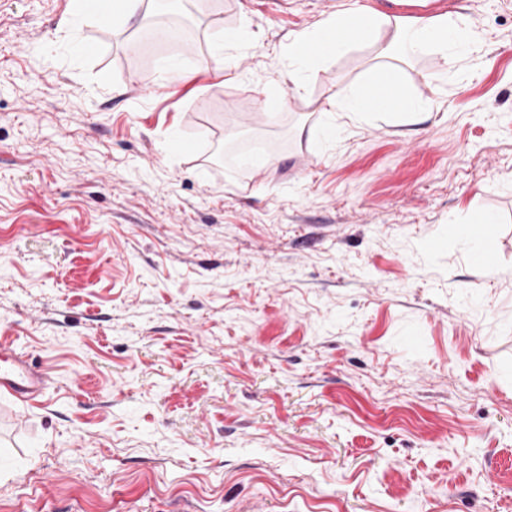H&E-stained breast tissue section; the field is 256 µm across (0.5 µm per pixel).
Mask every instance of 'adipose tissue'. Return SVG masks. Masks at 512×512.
Listing matches in <instances>:
<instances>
[{"instance_id": "1", "label": "adipose tissue", "mask_w": 512, "mask_h": 512, "mask_svg": "<svg viewBox=\"0 0 512 512\" xmlns=\"http://www.w3.org/2000/svg\"><path fill=\"white\" fill-rule=\"evenodd\" d=\"M143 6L144 0H107L103 5L98 0H72L74 12L93 14L103 24L128 21L140 15ZM354 30L360 32L365 42L376 41L384 30L390 31L391 37L379 47L368 89L341 90L330 102L332 111L345 112L360 120L384 113L405 123L422 121L430 106L425 101L407 99L395 59L429 47L444 53L452 51L467 46L471 37L467 29L449 25L444 13L407 16L374 9L354 13L339 11L289 47L286 73L295 89H303L326 58L349 49L353 41L348 34ZM372 87L385 91V98L371 99L368 90Z\"/></svg>"}]
</instances>
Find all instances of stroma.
Segmentation results:
<instances>
[{
  "mask_svg": "<svg viewBox=\"0 0 512 512\" xmlns=\"http://www.w3.org/2000/svg\"><path fill=\"white\" fill-rule=\"evenodd\" d=\"M70 4L0 0V341L48 377L0 393V512H512V0H430L476 39L404 64L415 125L325 111L376 45L280 79L393 0H192L143 44Z\"/></svg>",
  "mask_w": 512,
  "mask_h": 512,
  "instance_id": "obj_1",
  "label": "stroma"
}]
</instances>
